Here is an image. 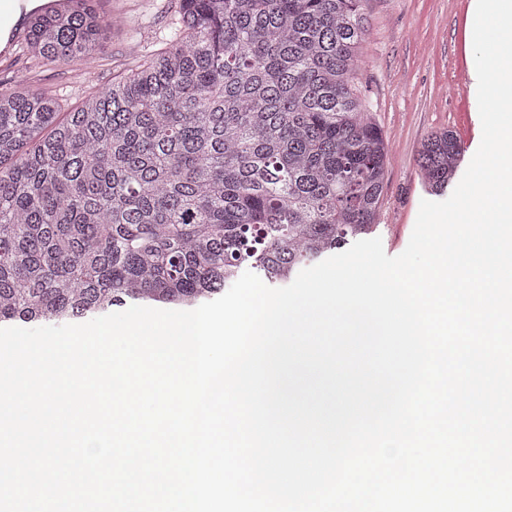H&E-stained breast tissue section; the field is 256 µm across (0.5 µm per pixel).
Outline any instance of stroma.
<instances>
[{
  "label": "stroma",
  "instance_id": "obj_1",
  "mask_svg": "<svg viewBox=\"0 0 512 512\" xmlns=\"http://www.w3.org/2000/svg\"><path fill=\"white\" fill-rule=\"evenodd\" d=\"M93 6L106 23L93 64L41 65L18 47L0 55V93L23 84L71 111L93 88L111 86L160 51L161 34L179 19V0H93ZM364 13L368 31L355 83L388 147L372 234L396 256L409 243L421 200L432 197L418 163L423 142L433 131H454L462 171L481 142L477 78L467 66L473 16L464 0H367Z\"/></svg>",
  "mask_w": 512,
  "mask_h": 512
}]
</instances>
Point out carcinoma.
<instances>
[{
  "label": "carcinoma",
  "mask_w": 512,
  "mask_h": 512,
  "mask_svg": "<svg viewBox=\"0 0 512 512\" xmlns=\"http://www.w3.org/2000/svg\"><path fill=\"white\" fill-rule=\"evenodd\" d=\"M364 3L180 0L165 48L65 117L0 93V321L192 305L245 269L287 284L367 233L387 147L355 86ZM27 16L46 63L103 49L86 0ZM460 154L448 129L427 138L430 191Z\"/></svg>",
  "instance_id": "1"
}]
</instances>
